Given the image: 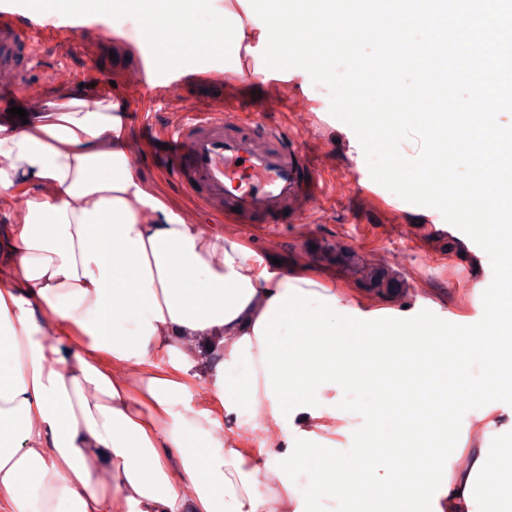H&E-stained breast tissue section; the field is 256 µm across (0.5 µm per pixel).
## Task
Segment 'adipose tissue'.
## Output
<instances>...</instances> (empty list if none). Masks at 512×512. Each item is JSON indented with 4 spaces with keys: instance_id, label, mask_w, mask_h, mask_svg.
I'll list each match as a JSON object with an SVG mask.
<instances>
[{
    "instance_id": "1",
    "label": "adipose tissue",
    "mask_w": 512,
    "mask_h": 512,
    "mask_svg": "<svg viewBox=\"0 0 512 512\" xmlns=\"http://www.w3.org/2000/svg\"><path fill=\"white\" fill-rule=\"evenodd\" d=\"M295 2L251 8L225 32L235 54L309 39ZM211 3L85 7L139 21L160 8L176 32ZM123 106L73 94L0 124V192L21 212L8 231L17 285L0 287V512H313L321 498L350 512H482L477 477L512 465L511 440L473 467L451 450L421 473L399 429L365 465L388 486L370 500L347 477L360 454L319 446L336 411L313 399L354 383L364 361L412 393L415 359L459 371L484 351L473 333L409 315L380 339L392 310L339 305L332 282L187 223L129 167ZM241 362L248 375L228 385ZM244 406L268 425L270 464L220 430ZM308 459L328 479L302 490L293 474Z\"/></svg>"
}]
</instances>
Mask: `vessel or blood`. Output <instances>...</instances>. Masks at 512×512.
Masks as SVG:
<instances>
[{"label": "vessel or blood", "mask_w": 512, "mask_h": 512, "mask_svg": "<svg viewBox=\"0 0 512 512\" xmlns=\"http://www.w3.org/2000/svg\"><path fill=\"white\" fill-rule=\"evenodd\" d=\"M47 35V30L14 11L8 0H0V88H23L30 103L38 102L39 90L20 84L19 53L35 54ZM222 38L219 32L200 37L186 21L179 45L196 54L205 43ZM198 78L212 84L224 81L223 74L215 71ZM198 78L183 76L181 82L168 83L160 92L168 99H180L184 85ZM255 126V131H243L239 115L223 106L184 113L164 129V166L193 201L185 212L189 222L204 214L267 231L299 221L315 207L322 192L321 180L302 146L279 126L261 119Z\"/></svg>", "instance_id": "vessel-or-blood-1"}]
</instances>
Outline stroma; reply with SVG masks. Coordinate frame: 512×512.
<instances>
[{"label": "stroma", "instance_id": "35a3bbf8", "mask_svg": "<svg viewBox=\"0 0 512 512\" xmlns=\"http://www.w3.org/2000/svg\"><path fill=\"white\" fill-rule=\"evenodd\" d=\"M140 30L135 21L121 24L109 45L86 36L74 37L72 46L61 47L46 56L38 68L27 71L24 81L40 85L50 102L76 91L106 98L105 82L137 62L143 64L153 83L181 73H225L220 86L206 90L187 87L178 103L156 98L141 105H128L124 114L128 135L144 142L138 174L152 191L177 210L188 206L178 187L164 177L155 141L183 108L222 100L235 104L239 111L262 114L298 139L325 183L344 184V192L325 197L301 224L272 234L243 224H216L206 218L200 219V226L242 240L263 260L277 259L292 269L309 268L335 281L341 304L355 301L374 309L432 312L461 326L481 320L480 301L493 280L488 254L473 240H461L457 228L451 229L450 238L435 239L425 250L407 241L399 232V225L431 224L444 229L448 223L439 210L407 202L372 179L356 133L331 114L325 86L313 83L302 69L268 80L242 76L236 71L233 54L228 52L209 57L171 55L142 45ZM89 57L97 63V72L92 76L82 71ZM56 62L75 69L72 82L50 83L49 66ZM296 95L306 101L308 116L294 115L289 99ZM334 398L343 417L335 428L321 431L323 444L351 452L355 438L366 434L378 439L384 436V429L373 428L369 416L373 399L369 385L338 387ZM511 422L512 417L503 409L474 405L458 419L460 431L454 446L463 460H470L486 445L484 428L499 429Z\"/></svg>", "mask_w": 512, "mask_h": 512}]
</instances>
